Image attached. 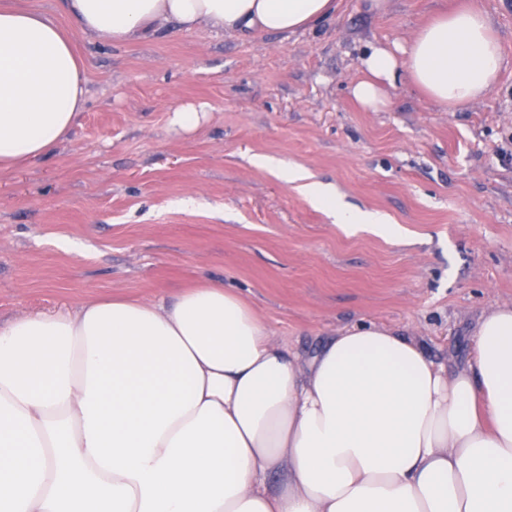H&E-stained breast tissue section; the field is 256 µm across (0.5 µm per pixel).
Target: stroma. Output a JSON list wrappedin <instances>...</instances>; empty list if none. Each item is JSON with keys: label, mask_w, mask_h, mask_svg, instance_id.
Wrapping results in <instances>:
<instances>
[{"label": "stroma", "mask_w": 512, "mask_h": 512, "mask_svg": "<svg viewBox=\"0 0 512 512\" xmlns=\"http://www.w3.org/2000/svg\"><path fill=\"white\" fill-rule=\"evenodd\" d=\"M460 2L339 0L315 28L259 38L167 21L119 46L73 32L77 125L0 173V323L219 281L303 358L374 323L436 362L467 361L480 315L512 305V0H475L505 58L484 98L451 112L399 84L372 111L351 94L370 47L407 43ZM199 102V128L174 133L169 109ZM257 155L384 213L403 241L345 234Z\"/></svg>", "instance_id": "35a3bbf8"}]
</instances>
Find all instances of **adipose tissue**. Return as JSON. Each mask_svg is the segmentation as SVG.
<instances>
[{
  "mask_svg": "<svg viewBox=\"0 0 512 512\" xmlns=\"http://www.w3.org/2000/svg\"><path fill=\"white\" fill-rule=\"evenodd\" d=\"M336 0H64L67 25L0 5V172L51 153L83 109L71 31L124 44L157 22L292 34ZM505 61L487 13L435 17L403 51L362 58L354 98L377 110L404 83L456 111ZM349 233L400 234L269 156ZM0 512H512V306L478 321L472 358L446 370L370 324L307 362L223 284L170 300L101 296L0 325Z\"/></svg>",
  "mask_w": 512,
  "mask_h": 512,
  "instance_id": "obj_1",
  "label": "adipose tissue"
}]
</instances>
